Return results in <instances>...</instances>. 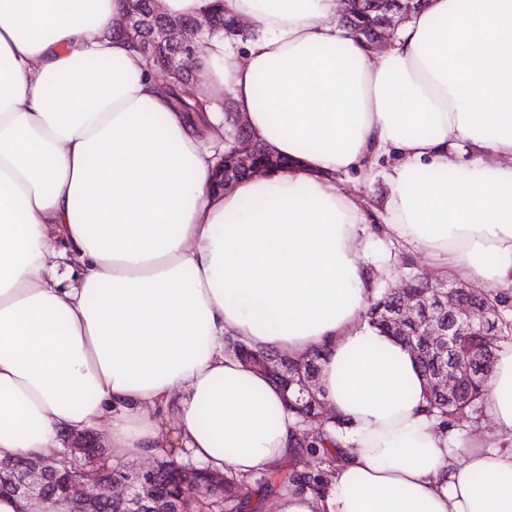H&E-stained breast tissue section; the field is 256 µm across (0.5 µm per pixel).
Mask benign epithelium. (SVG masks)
I'll use <instances>...</instances> for the list:
<instances>
[{
  "instance_id": "benign-epithelium-1",
  "label": "benign epithelium",
  "mask_w": 512,
  "mask_h": 512,
  "mask_svg": "<svg viewBox=\"0 0 512 512\" xmlns=\"http://www.w3.org/2000/svg\"><path fill=\"white\" fill-rule=\"evenodd\" d=\"M118 29L126 33L142 32L140 15L129 7ZM215 25L208 14L193 18L189 25L167 23L162 26L153 41H137L141 51L170 74L186 76L192 69L193 61L200 54L206 36L213 33ZM167 47L168 52L157 53L158 45ZM420 287L431 294L435 307L448 313V327H443L428 317L420 298L406 297L389 316L392 332L400 336L415 334L421 336L445 358L452 351L461 336H471L479 331L489 338L498 335L499 316L491 307L471 309L462 301L463 285L450 280L419 275ZM473 377L472 369L464 364H444L432 377L436 394L453 403L461 397L464 384ZM85 456L84 440L71 438L68 448L52 457H33L20 463L0 462V470L9 469L14 473L9 489L21 498L41 496L48 476L47 466L60 458L78 459ZM181 492L163 502L158 498L156 479L152 470L112 474L94 461L85 462L77 471L74 489L67 498L74 504L73 512H98V505L107 503L116 506L120 512H193L188 502L203 493L211 498L224 499V475L211 473L205 480L198 479L194 469H180Z\"/></svg>"
}]
</instances>
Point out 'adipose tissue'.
I'll return each mask as SVG.
<instances>
[{
  "label": "adipose tissue",
  "instance_id": "1",
  "mask_svg": "<svg viewBox=\"0 0 512 512\" xmlns=\"http://www.w3.org/2000/svg\"><path fill=\"white\" fill-rule=\"evenodd\" d=\"M223 7L248 27L209 36L197 80L288 160L227 191L114 35L125 0H0V461L101 428L127 460L276 469L297 416L227 346L318 351L341 458L277 512H512V348L496 431L469 436L426 415L414 356L364 320L383 238L512 299V0H424L380 49L340 0ZM381 161L368 210L336 178Z\"/></svg>",
  "mask_w": 512,
  "mask_h": 512
}]
</instances>
